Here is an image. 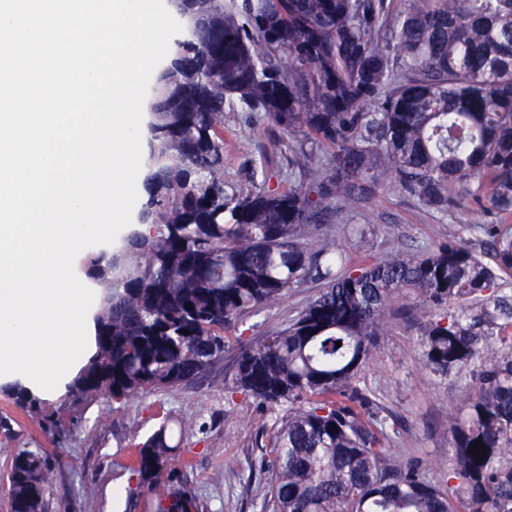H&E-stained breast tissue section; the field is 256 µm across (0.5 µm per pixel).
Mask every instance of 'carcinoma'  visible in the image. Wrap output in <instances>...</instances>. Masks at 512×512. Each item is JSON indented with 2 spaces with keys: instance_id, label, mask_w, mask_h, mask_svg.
<instances>
[{
  "instance_id": "obj_1",
  "label": "carcinoma",
  "mask_w": 512,
  "mask_h": 512,
  "mask_svg": "<svg viewBox=\"0 0 512 512\" xmlns=\"http://www.w3.org/2000/svg\"><path fill=\"white\" fill-rule=\"evenodd\" d=\"M206 27L174 41L152 91L153 161L145 242L118 266L95 246V352L68 384L77 399L124 405L203 378L224 330L308 280L322 284L289 326L241 348L230 387L288 405L267 433V512H512V342L492 345L506 301L445 311L498 288L466 246L400 251L354 266L322 239L342 207L387 184L444 216L487 203L512 213V0H175ZM257 114L291 136L300 179L229 191L224 111ZM493 189L483 199L482 179ZM512 269V229L486 224ZM423 312L422 357L440 376L470 372L448 426L454 487L396 460L352 386L384 334L396 294ZM161 424L137 444L150 512H202ZM486 458L473 455L477 440ZM50 460L19 449L12 512H47Z\"/></svg>"
}]
</instances>
